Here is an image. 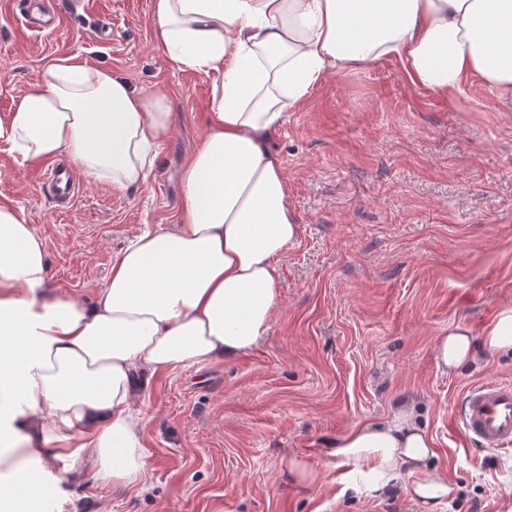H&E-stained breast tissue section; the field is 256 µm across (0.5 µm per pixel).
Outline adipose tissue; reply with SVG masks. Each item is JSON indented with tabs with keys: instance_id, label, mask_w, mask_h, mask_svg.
Instances as JSON below:
<instances>
[{
	"instance_id": "adipose-tissue-1",
	"label": "adipose tissue",
	"mask_w": 512,
	"mask_h": 512,
	"mask_svg": "<svg viewBox=\"0 0 512 512\" xmlns=\"http://www.w3.org/2000/svg\"><path fill=\"white\" fill-rule=\"evenodd\" d=\"M152 15L170 64L218 77L176 224L133 235L87 305L46 295L44 240L0 204V512H53L58 466L146 489L135 396L159 373L238 357L265 336L278 260L299 234L267 141L322 78L394 56L415 85L445 95L474 74L512 104V0H152ZM172 131L163 92L80 63L50 65L0 125L22 159L64 156L120 187L145 179ZM474 340L462 324L441 334L443 370L473 362ZM433 448L403 405L383 425L353 426L332 453L355 492L379 495L406 472L435 512L455 485L430 467Z\"/></svg>"
}]
</instances>
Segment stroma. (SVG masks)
I'll return each instance as SVG.
<instances>
[{
    "mask_svg": "<svg viewBox=\"0 0 512 512\" xmlns=\"http://www.w3.org/2000/svg\"><path fill=\"white\" fill-rule=\"evenodd\" d=\"M20 0H0V121L47 66H104L164 91L175 132L146 179L122 188L79 177L68 207L37 162L0 140V204L45 240L47 293L93 304L131 235L177 220L180 175L210 119L214 77L169 64L151 0H89L33 33ZM300 226L279 260L281 305L262 342L233 360L155 376L135 408L151 465L144 492L63 480L64 512H422L401 474L379 497L349 490L331 445L357 424L413 404L435 441L430 464L456 491L438 512H504L512 449H478L456 424L462 394L512 381V354L476 348L444 372L436 339L480 331L512 304V109L475 75L453 98L413 85L383 57L331 74L268 140ZM298 461L316 485L288 470Z\"/></svg>",
    "mask_w": 512,
    "mask_h": 512,
    "instance_id": "35a3bbf8",
    "label": "stroma"
}]
</instances>
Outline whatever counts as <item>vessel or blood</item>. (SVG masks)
<instances>
[{
  "label": "vessel or blood",
  "mask_w": 512,
  "mask_h": 512,
  "mask_svg": "<svg viewBox=\"0 0 512 512\" xmlns=\"http://www.w3.org/2000/svg\"><path fill=\"white\" fill-rule=\"evenodd\" d=\"M43 185L62 203L76 195L71 174L55 167L44 174ZM457 420L467 439L483 448L512 447V382L487 380L466 392L457 408Z\"/></svg>",
  "instance_id": "vessel-or-blood-1"
}]
</instances>
